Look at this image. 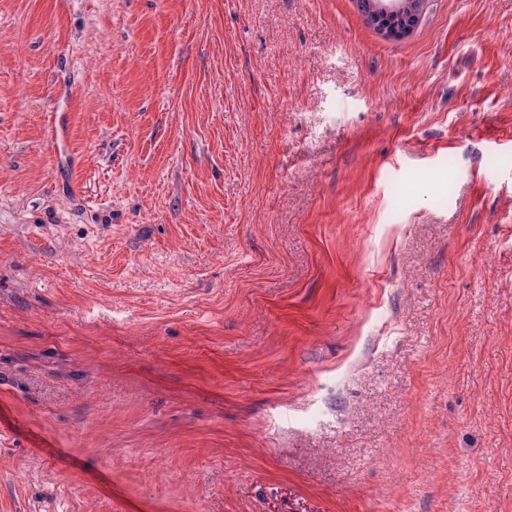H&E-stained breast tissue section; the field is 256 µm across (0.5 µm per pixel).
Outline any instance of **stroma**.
Returning a JSON list of instances; mask_svg holds the SVG:
<instances>
[{"instance_id":"35a3bbf8","label":"stroma","mask_w":512,"mask_h":512,"mask_svg":"<svg viewBox=\"0 0 512 512\" xmlns=\"http://www.w3.org/2000/svg\"><path fill=\"white\" fill-rule=\"evenodd\" d=\"M0 512H512V0H0ZM412 3V0H375L370 24L388 39H404L421 18L420 10Z\"/></svg>"}]
</instances>
